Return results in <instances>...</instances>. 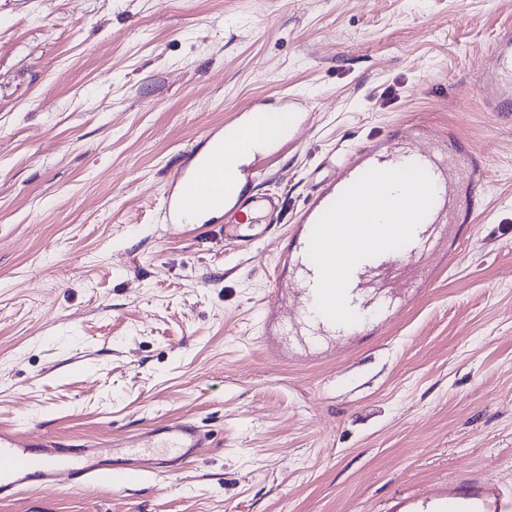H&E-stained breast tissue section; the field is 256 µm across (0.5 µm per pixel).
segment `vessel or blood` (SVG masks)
<instances>
[{
	"label": "vessel or blood",
	"instance_id": "vessel-or-blood-1",
	"mask_svg": "<svg viewBox=\"0 0 512 512\" xmlns=\"http://www.w3.org/2000/svg\"><path fill=\"white\" fill-rule=\"evenodd\" d=\"M486 76L501 89L495 108L512 104V29L497 38ZM268 117L265 107L249 105L223 125L208 130L185 150L182 165L165 191V223H184L190 213L206 220L229 213L233 219L224 226V238L242 247L254 240L253 235L247 234V227L257 224L268 231L278 223L283 210L281 197L248 192L246 186L254 182L256 174L236 161L237 156L250 150L254 128L263 126ZM407 160L424 168L435 186L434 203L409 243L411 255L421 258L445 244L454 253L462 248L464 239L456 232L460 219L450 202L457 184L455 169L461 166L468 172L471 199L465 210L473 212L487 182L484 157L458 139L446 148L436 138L427 149L420 150L410 137L393 131L353 154L324 159L328 173L312 182L306 201L295 216L288 248L280 254L279 264L298 295L299 307L316 299L319 273L308 248L318 218L366 171L394 169ZM413 270V265L402 263L396 250L362 261L350 277V308L356 312L376 307L393 309L394 288ZM282 331L308 337L315 343L327 336L345 335L347 328L320 315L309 323L297 317L281 318L279 305L274 302L263 319V342L270 358H278L283 352L278 338ZM209 440L208 433L193 420L173 417L148 429L136 440L138 452L131 462L121 464L117 461L125 453L121 447L113 448L114 458L107 462L94 446L86 443L34 432L22 439L14 429L1 427L0 500L26 488H51L62 470L73 486L103 481L112 491L121 492L144 473L168 471L179 462L200 456ZM436 497L447 503L448 512H512V493L491 489L489 482L478 476L468 478L452 491L437 492Z\"/></svg>",
	"mask_w": 512,
	"mask_h": 512
}]
</instances>
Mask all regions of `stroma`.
Instances as JSON below:
<instances>
[{
    "label": "stroma",
    "mask_w": 512,
    "mask_h": 512,
    "mask_svg": "<svg viewBox=\"0 0 512 512\" xmlns=\"http://www.w3.org/2000/svg\"><path fill=\"white\" fill-rule=\"evenodd\" d=\"M512 0H0V427L89 441L184 416L200 458L116 494L103 483L0 512H432L480 475L512 491V116L482 72ZM311 116L258 191L274 235L164 223L184 150L252 103ZM422 123L489 177L455 258L350 356L259 336L277 255L332 153Z\"/></svg>",
    "instance_id": "stroma-1"
}]
</instances>
